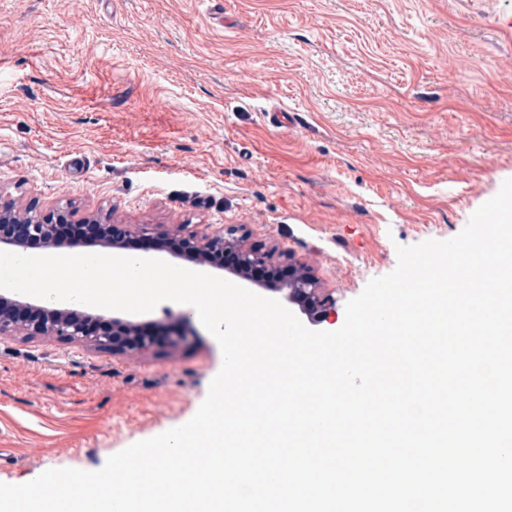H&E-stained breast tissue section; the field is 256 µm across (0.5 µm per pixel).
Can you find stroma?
Returning a JSON list of instances; mask_svg holds the SVG:
<instances>
[{
	"mask_svg": "<svg viewBox=\"0 0 512 512\" xmlns=\"http://www.w3.org/2000/svg\"><path fill=\"white\" fill-rule=\"evenodd\" d=\"M287 112L272 125L268 111ZM512 179V0H0V204L244 224L346 303ZM188 319V318H187ZM0 339V483L101 469L223 363Z\"/></svg>",
	"mask_w": 512,
	"mask_h": 512,
	"instance_id": "obj_1",
	"label": "stroma"
}]
</instances>
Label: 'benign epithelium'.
Returning <instances> with one entry per match:
<instances>
[{
    "instance_id": "1",
    "label": "benign epithelium",
    "mask_w": 512,
    "mask_h": 512,
    "mask_svg": "<svg viewBox=\"0 0 512 512\" xmlns=\"http://www.w3.org/2000/svg\"><path fill=\"white\" fill-rule=\"evenodd\" d=\"M69 218V212L56 209L49 213H32L19 217L10 209L0 210V247L22 245L29 249H45L52 242L55 223ZM83 223L91 229L88 239H74L69 247L102 244L112 250L123 249L128 237H165L184 243L195 251V260L214 269L222 270L221 259L226 252L237 256L234 267L227 269L233 276L250 281L260 288L286 292L289 301L302 303L308 315L317 322H327L336 315V301L326 292L305 262L288 252L282 253L284 266L290 275L275 283L258 281L253 272L269 264L270 253L249 243L250 231L246 225H228L210 231L206 228L184 233L181 224H102L96 218ZM86 316L72 308L48 307L0 294V338L25 336L32 338H59L79 342L91 350L114 356L142 355L158 345L155 334L143 335L132 320L112 318V330L97 332L85 325Z\"/></svg>"
}]
</instances>
